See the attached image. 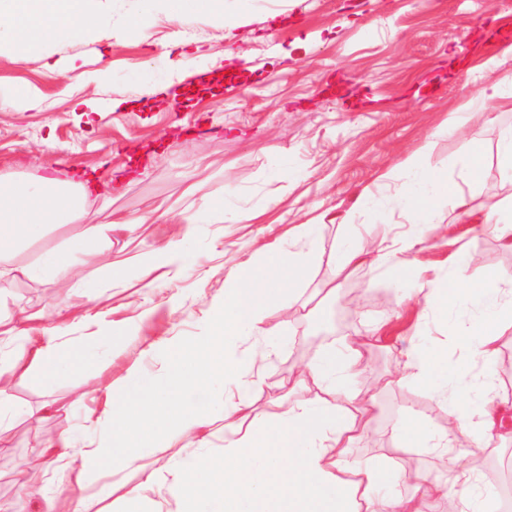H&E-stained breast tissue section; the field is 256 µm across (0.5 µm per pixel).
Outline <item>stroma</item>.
I'll return each mask as SVG.
<instances>
[{"instance_id":"stroma-1","label":"stroma","mask_w":512,"mask_h":512,"mask_svg":"<svg viewBox=\"0 0 512 512\" xmlns=\"http://www.w3.org/2000/svg\"><path fill=\"white\" fill-rule=\"evenodd\" d=\"M273 7L272 0H259L254 13L233 28L209 15L188 27L160 15L132 34L101 30L75 45L32 51L19 60L0 51V86L17 99L14 109L0 111V178L51 175L68 182L84 174L100 191L86 204V224L103 220L105 195L112 210L126 213L173 207L171 224L144 225L123 252L113 253L116 262L149 254L172 226H193L189 263L146 291L132 267L115 281L76 264L61 289L24 277L0 281V310L38 311L44 324L66 323L58 338L62 348L94 336L103 342L85 375L50 379L39 369L6 391V399L23 408L55 405L41 432L70 434L79 448L103 434L105 425L90 421L107 388L120 384L131 368H159L161 344L201 331L213 296L224 289L225 266L243 260L252 239L273 242L289 225L328 209L337 221L321 227L323 252L335 247L344 231L339 218L347 213L362 234L381 235L383 226L364 223L357 207L364 197L394 193L397 181L383 180V173L421 150H428L432 162H450L471 138H480L482 182L465 188L473 206L512 193L496 156L499 130L512 123V113L493 111L468 128L452 126L461 102L489 88L497 75L512 72L510 58L497 70L484 67L501 30L512 31V0H288L286 14L276 18L269 15ZM188 32L194 44H185ZM164 46L178 63L173 83L163 93L141 94L122 72L128 62L150 60ZM230 49L236 54L232 61L224 57ZM49 63L58 66L56 77H47ZM107 64L115 76L102 85L92 75ZM32 95L39 107L27 106ZM48 140L57 151H45ZM228 182L237 190V205L260 210L254 223L223 222ZM201 211L205 221L194 223ZM461 227L469 250L481 255V267L468 265L456 246L434 236L409 255L421 281L451 263L466 279L512 275V252L491 235L470 233L469 222ZM328 279L322 262L300 285L297 298L309 302L312 314L294 327L292 342L269 344L268 383L371 321L388 317L392 324L356 386L371 385L393 369L407 345L418 305L400 303L403 280L362 269L335 299H318ZM90 280L99 285L95 305L105 314L97 324L74 318L52 297L56 291L68 296L70 287ZM146 306L155 314L143 322L139 313ZM88 384L97 389L94 399L71 407L74 393ZM381 403L384 417L356 457L382 454L438 473L440 460L395 449L391 423L408 408L438 429L445 410L422 389L406 385L382 396ZM8 440L9 452L0 454V504L12 512H39L41 497L26 494L19 484L22 462L36 452L27 423L15 422Z\"/></svg>"}]
</instances>
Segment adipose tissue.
<instances>
[{"instance_id":"1","label":"adipose tissue","mask_w":512,"mask_h":512,"mask_svg":"<svg viewBox=\"0 0 512 512\" xmlns=\"http://www.w3.org/2000/svg\"><path fill=\"white\" fill-rule=\"evenodd\" d=\"M255 0H0V49L38 50L70 42L88 32L120 24L134 31L140 20L163 12L175 18L206 13L222 20L246 19ZM512 112V72L502 75L489 92L458 107L456 127L487 110ZM400 182L383 199H366L363 215L373 224L399 214L421 226L393 239L366 236L349 228L337 251L327 255L332 282H341L359 267H384L406 275L407 256L437 230L461 241L463 218L482 213L481 228L512 251V195L493 198L475 210L464 191L450 188L442 167L417 155L386 172ZM89 185H61L50 176L23 184L0 182V279L44 278L60 282L75 256L111 267L112 234H135L142 225L169 221L170 211L113 215L102 224L85 226L67 245L54 250L39 266L18 262L23 245L48 231L73 223L89 195ZM190 228L177 229L151 254L132 257L142 278H161L189 259ZM288 246L260 247L251 257L224 270V292L213 297L207 322L194 336L173 339L170 360L160 376L133 371L109 392L101 420L109 432L93 447L79 449L76 482L85 488L105 480L104 462L113 472L135 466L142 480L128 490L143 498L160 473L169 448V433L178 430L195 450L189 467L169 469L166 490L179 512H489L496 493L476 472L474 451L488 452L489 439L512 442L504 426L506 404L495 403L493 364L499 341L512 330V277L471 281L448 269L429 282L422 296L403 290L402 301L417 300L420 338L410 340L394 370L379 376L367 393L349 385L367 366V356L382 340L383 326L326 346L298 364L280 383L286 407L267 418L256 410L265 383L264 340L280 328L269 325L270 311L282 320L296 318L287 301L288 287L306 280L323 253L315 222L288 230ZM14 314H0V340H22L28 347L9 361L0 360V393L13 380L50 363L64 372L86 371L90 348L62 353L55 341L60 329L45 326L41 339L30 338ZM457 370H449V362ZM399 384L420 385L447 415L444 429L433 431L428 419L402 411L392 434L399 447L443 460L441 474L389 464H359L352 456L374 428L379 399ZM219 393L224 420V448L212 446V419L198 402ZM40 452L25 463L20 483L40 493L47 468L65 462L72 439L42 436Z\"/></svg>"}]
</instances>
